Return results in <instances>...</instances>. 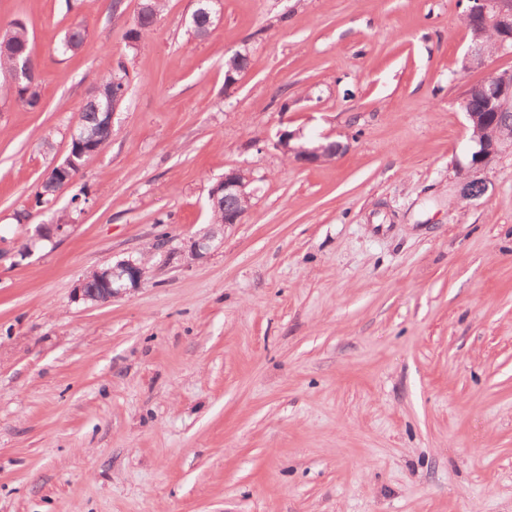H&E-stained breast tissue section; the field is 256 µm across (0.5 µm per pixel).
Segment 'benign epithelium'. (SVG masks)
<instances>
[{"instance_id":"7a95c632","label":"benign epithelium","mask_w":512,"mask_h":512,"mask_svg":"<svg viewBox=\"0 0 512 512\" xmlns=\"http://www.w3.org/2000/svg\"><path fill=\"white\" fill-rule=\"evenodd\" d=\"M473 19L481 20L479 24L480 32L472 35L467 53L465 54V63L470 66H479L483 64L488 56L485 41L482 34L497 30L500 32L498 40V50L512 49V0H468V5L464 14V20L467 29H472L470 21ZM18 56L21 60L9 76V79L16 85L27 80L31 74L28 58L24 57V51H19ZM237 65L225 70V82L231 83L236 80V76L245 72L249 67L250 56L247 53L239 52L236 54ZM474 88L481 91L489 103L493 105L497 114L505 111L512 112V74L503 72L495 75L493 81H482ZM291 134L282 132L278 135L276 146L285 154L293 156L297 161L304 164H317L327 160V155L320 147L304 148L290 145ZM472 142L478 146V149L472 152L471 167L478 168L486 164L491 158L498 154L504 147H512V117L491 124L485 131V136H471ZM253 182L250 172L242 167L231 168L224 173V179L221 180L211 190V201L215 204L224 198L235 199L238 201L237 208L224 210V224L220 228L232 226L241 223L247 212L245 204L252 198V193L247 191L249 185ZM217 232L215 228H209L207 234L193 241L189 247V258L196 260L204 255L211 243L215 240ZM104 279L112 280L117 287L109 289L88 288L86 285H80V292L83 299L93 303H107L112 298L121 294L127 287L138 286L145 277V271L141 263L136 260H123L115 266L100 271Z\"/></svg>"}]
</instances>
